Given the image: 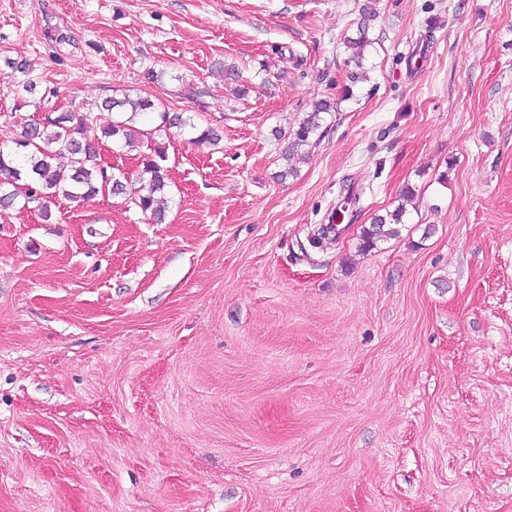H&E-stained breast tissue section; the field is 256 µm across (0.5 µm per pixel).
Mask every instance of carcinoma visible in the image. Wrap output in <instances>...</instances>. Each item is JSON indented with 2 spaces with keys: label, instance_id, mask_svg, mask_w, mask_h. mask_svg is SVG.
<instances>
[{
  "label": "carcinoma",
  "instance_id": "1",
  "mask_svg": "<svg viewBox=\"0 0 512 512\" xmlns=\"http://www.w3.org/2000/svg\"><path fill=\"white\" fill-rule=\"evenodd\" d=\"M378 0H364L360 6L359 36L347 40L352 49L351 61L362 68L363 52L369 44L367 37L370 22L378 17ZM101 109L112 113V122L103 128L102 134L127 147L135 144V120L143 113H158L160 123L154 128L159 135H166L173 128H189L196 133L197 142L215 143L219 135L211 128L200 129L183 118L178 112H170L156 106L145 97H133L125 92L122 97L103 101ZM336 111L329 99H321L288 135V154H298L313 146V138L322 128L324 115ZM97 125V116L90 112L68 110L56 116L42 119L29 117L24 120L21 138L15 148L0 146V203L8 206L18 196L16 184L25 182V203H35L42 209L62 197L69 201H80L97 195L108 188L113 194L124 190V173L113 170L99 161V152L91 136ZM154 156L144 158V168L150 174L144 192L133 201L149 218L164 221L169 207L166 174L159 160L164 158L163 147L153 149ZM67 157L68 170L55 164L60 157ZM406 210L397 206L393 211L373 218V222L362 228L359 248L372 250L388 239L398 235L396 226L403 224Z\"/></svg>",
  "mask_w": 512,
  "mask_h": 512
}]
</instances>
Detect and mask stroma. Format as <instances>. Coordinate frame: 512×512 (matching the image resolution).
<instances>
[{"label":"stroma","mask_w":512,"mask_h":512,"mask_svg":"<svg viewBox=\"0 0 512 512\" xmlns=\"http://www.w3.org/2000/svg\"><path fill=\"white\" fill-rule=\"evenodd\" d=\"M360 4L0 0V64L56 106L223 136L164 139L160 224L148 146L107 138L125 194L0 207V512H512V0H380L352 86ZM27 98L0 74V146ZM101 109L103 112H112V122L103 128L104 137H112V140L124 141L127 147H133L135 144L134 126L138 115L143 113H158L160 123L154 128V133L160 136L168 134L173 128H190L196 133L192 140L197 142L216 143L220 140L219 135L211 128L200 129L186 120L178 112H170L166 108L160 109L155 102L145 97H133L125 92L122 97H112L103 101ZM330 99H321L316 102L312 109L307 112L306 116L293 129L288 135V154L289 156L295 153H302L303 150L312 147L316 142L313 138L317 135L318 131L322 128L324 122V115L331 114L336 111V105ZM144 161V168L150 178L144 192L133 204L155 223H162L169 207L165 170L152 156H147ZM406 210L401 204L393 211L385 215H378L373 218V222L364 226L359 236V248L361 251L375 249L379 243H384L388 239L398 235V230L392 226L402 225Z\"/></svg>","instance_id":"obj_1"}]
</instances>
